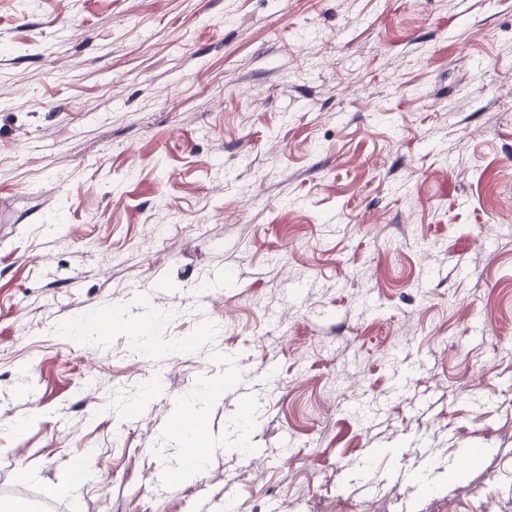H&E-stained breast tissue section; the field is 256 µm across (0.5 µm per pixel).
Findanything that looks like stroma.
I'll return each mask as SVG.
<instances>
[{"label": "stroma", "instance_id": "obj_1", "mask_svg": "<svg viewBox=\"0 0 512 512\" xmlns=\"http://www.w3.org/2000/svg\"><path fill=\"white\" fill-rule=\"evenodd\" d=\"M508 206L512 0H0V488L512 512ZM220 388H223V383H210L202 393L183 400L189 414L185 421L175 422L171 428L174 438L181 445L180 447H182L180 448V451L184 462V468L181 471L176 472L180 479L188 472L199 473V471L203 469V464L210 455L209 447L206 448L200 440V434H197L196 436L200 426L196 420V410L190 402H198L211 397L215 393L219 392Z\"/></svg>", "mask_w": 512, "mask_h": 512}]
</instances>
